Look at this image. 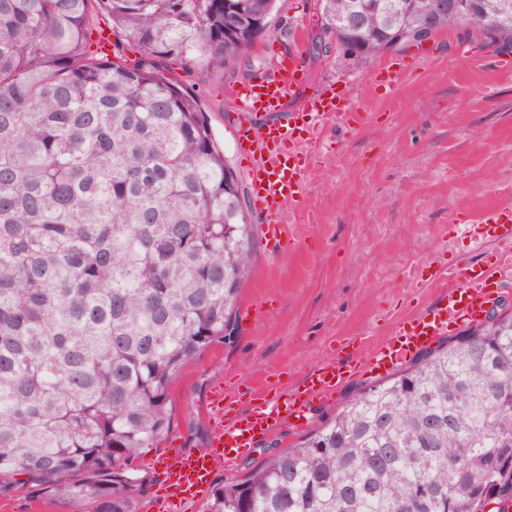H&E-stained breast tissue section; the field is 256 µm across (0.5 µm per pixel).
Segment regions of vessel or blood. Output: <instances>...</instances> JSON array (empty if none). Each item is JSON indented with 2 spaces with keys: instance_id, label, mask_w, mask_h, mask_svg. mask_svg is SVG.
<instances>
[{
  "instance_id": "obj_1",
  "label": "vessel or blood",
  "mask_w": 512,
  "mask_h": 512,
  "mask_svg": "<svg viewBox=\"0 0 512 512\" xmlns=\"http://www.w3.org/2000/svg\"><path fill=\"white\" fill-rule=\"evenodd\" d=\"M302 73L301 59L289 57L251 84L232 90L233 104L226 114L239 145L250 156L244 176L263 218L265 240L275 254L288 245L285 214L301 201L315 158L309 146L316 143L321 124L334 119L349 126L359 119L358 113L349 111L345 94L331 84L301 108L288 111V98ZM467 230L475 239L501 243V250L477 262L450 265L432 260L433 277L447 278L448 289L412 313L370 354L351 344L349 351L319 364L296 387L254 392L243 408L233 407L223 386L213 387L208 406L223 428L214 435L208 452L162 459L157 473L163 491L157 500L160 512H185L190 501L210 488L219 468L233 467L277 426H305L312 410L332 400L347 382L367 373L392 374L446 335L452 324L480 322L500 268L512 263V207L487 211Z\"/></svg>"
}]
</instances>
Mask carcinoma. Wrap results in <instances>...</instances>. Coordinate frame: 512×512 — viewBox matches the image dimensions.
<instances>
[{
	"label": "carcinoma",
	"mask_w": 512,
	"mask_h": 512,
	"mask_svg": "<svg viewBox=\"0 0 512 512\" xmlns=\"http://www.w3.org/2000/svg\"><path fill=\"white\" fill-rule=\"evenodd\" d=\"M275 2L0 0V498L22 482L82 512H135L150 480L135 460L170 432L173 386L233 340L255 225L173 74L247 55ZM432 2L319 0L318 26L358 60L458 25L512 50V0L441 20ZM234 17L246 29L227 32ZM491 504L512 508L511 312L354 390L330 422L215 485L205 512Z\"/></svg>",
	"instance_id": "1"
}]
</instances>
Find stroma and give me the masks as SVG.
I'll list each match as a JSON object with an SVG mask.
<instances>
[{
  "label": "stroma",
  "instance_id": "stroma-1",
  "mask_svg": "<svg viewBox=\"0 0 512 512\" xmlns=\"http://www.w3.org/2000/svg\"><path fill=\"white\" fill-rule=\"evenodd\" d=\"M294 53L304 82L289 108L332 82L365 120L323 130L324 147L292 211V249L276 255L257 242L253 273L241 290L245 315L237 336L185 368L172 391L173 429L158 447L145 449L139 468L164 448L208 450L213 422L206 397L214 384L228 380L244 390L271 379L290 388L344 339L359 337L372 348L440 293L425 263L439 255L453 262L493 252V243L461 232V225L512 205V68L501 67L504 53L465 39L461 28L446 30L403 51L409 69L391 89L374 77L393 55L367 63L344 57L319 32L317 0H278L271 27L250 56L221 69L176 72L198 96L235 171L245 160L224 121L231 106L225 91ZM373 381L367 375L341 387L305 428L275 429L246 464L329 421L352 388Z\"/></svg>",
  "mask_w": 512,
  "mask_h": 512
}]
</instances>
